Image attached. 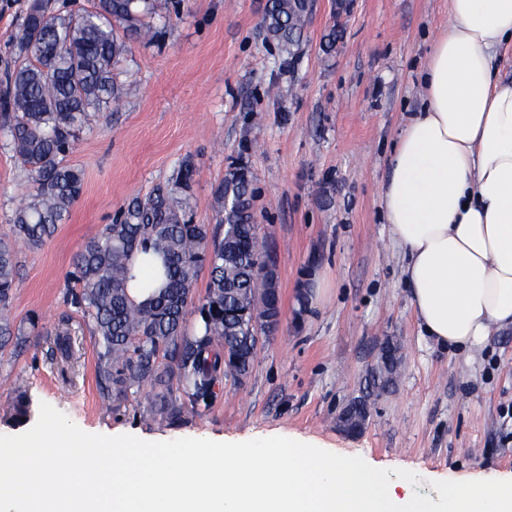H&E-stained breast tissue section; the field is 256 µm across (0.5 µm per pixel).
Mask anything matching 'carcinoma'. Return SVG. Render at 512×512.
<instances>
[{
    "label": "carcinoma",
    "mask_w": 512,
    "mask_h": 512,
    "mask_svg": "<svg viewBox=\"0 0 512 512\" xmlns=\"http://www.w3.org/2000/svg\"><path fill=\"white\" fill-rule=\"evenodd\" d=\"M310 0H267L263 27L291 55L310 14ZM158 9V0H94L77 15L51 11L48 0H28L13 41L30 60L7 74L0 89V128L28 172V202L12 219V237L0 238V348H20L23 327L10 309L19 286L13 240L37 247L51 238L83 187L80 170L67 155L76 133L91 114L120 98L112 66L121 51L117 28L154 38L141 17ZM195 173L185 160L175 177L136 199L101 234L87 241L70 279L66 302L90 321L99 351L96 378L103 396L122 397L132 388L153 392L152 413L171 424L186 413L207 408L224 392V380L241 381L254 366L257 332L273 335L281 314L279 279L254 268L269 255L253 212L251 171L238 157L228 165L217 190L213 224H196L191 212ZM139 249L161 259L163 285L142 305L128 296V260ZM208 270L202 299L194 300L199 274ZM400 363L395 346L383 349L369 372L365 394L341 415L349 431L363 428L371 397L387 392ZM27 394L17 395L13 420L30 419Z\"/></svg>",
    "instance_id": "obj_1"
}]
</instances>
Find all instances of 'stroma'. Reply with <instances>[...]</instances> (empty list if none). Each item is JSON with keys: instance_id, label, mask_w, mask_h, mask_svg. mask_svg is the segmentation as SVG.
<instances>
[{"instance_id": "stroma-1", "label": "stroma", "mask_w": 512, "mask_h": 512, "mask_svg": "<svg viewBox=\"0 0 512 512\" xmlns=\"http://www.w3.org/2000/svg\"><path fill=\"white\" fill-rule=\"evenodd\" d=\"M338 1L314 0L291 60L266 36V0H182L178 11L147 18L153 40L125 37L112 70L123 99L95 114L67 156L83 175L80 197L42 246L19 248L12 317L29 336L21 353L0 350V434H21L12 413L24 392L92 433L316 441L414 472L415 492L433 500L438 476L512 470V328L465 355L421 336L381 205L448 0H346L343 11ZM25 5L0 0V80L19 62L13 36ZM335 25L343 38L327 54ZM239 155L274 255L283 321L244 382L225 380L209 408L171 425L151 413L147 390L101 395L96 340L65 303L72 261L185 160L195 167L194 221L214 223L216 190ZM28 191L0 131V237ZM63 334L66 359L57 349ZM389 343L402 358L394 386L372 403L361 431H347L340 414Z\"/></svg>"}]
</instances>
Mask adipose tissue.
I'll use <instances>...</instances> for the list:
<instances>
[{
    "mask_svg": "<svg viewBox=\"0 0 512 512\" xmlns=\"http://www.w3.org/2000/svg\"><path fill=\"white\" fill-rule=\"evenodd\" d=\"M509 45L512 0H448L381 190L418 326L462 354L512 326Z\"/></svg>",
    "mask_w": 512,
    "mask_h": 512,
    "instance_id": "1",
    "label": "adipose tissue"
}]
</instances>
